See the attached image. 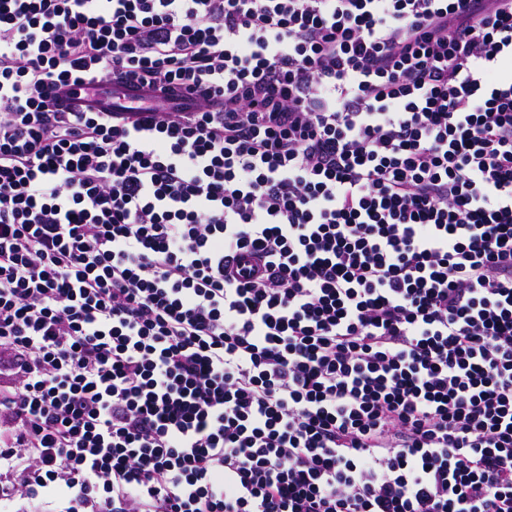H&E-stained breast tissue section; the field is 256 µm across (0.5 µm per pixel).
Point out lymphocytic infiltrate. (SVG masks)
<instances>
[{
	"label": "lymphocytic infiltrate",
	"instance_id": "1",
	"mask_svg": "<svg viewBox=\"0 0 512 512\" xmlns=\"http://www.w3.org/2000/svg\"><path fill=\"white\" fill-rule=\"evenodd\" d=\"M512 0H0V473L65 512H512ZM113 79L173 112H60Z\"/></svg>",
	"mask_w": 512,
	"mask_h": 512
}]
</instances>
